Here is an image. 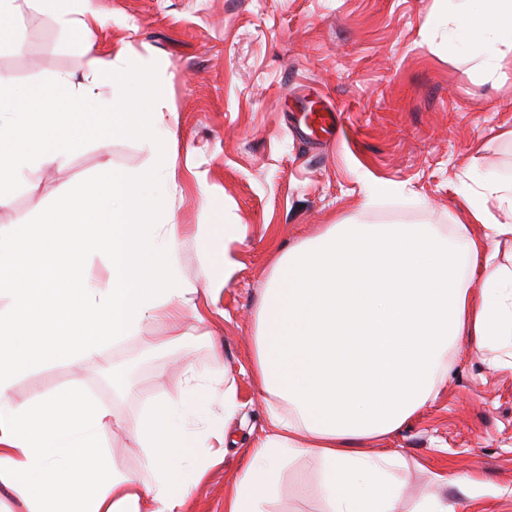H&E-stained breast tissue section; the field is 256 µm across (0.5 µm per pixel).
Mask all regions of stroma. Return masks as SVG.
I'll use <instances>...</instances> for the list:
<instances>
[{
	"label": "stroma",
	"instance_id": "obj_1",
	"mask_svg": "<svg viewBox=\"0 0 512 512\" xmlns=\"http://www.w3.org/2000/svg\"><path fill=\"white\" fill-rule=\"evenodd\" d=\"M106 18L100 52L131 47L164 88L178 114L169 151L175 185L164 210L181 241L184 280L198 282L217 197L237 225L228 248L231 285L198 292L204 322L148 324L139 336L93 358H73L20 375L19 400L80 387L122 419H139L147 403L180 400L188 377L209 384L204 418L223 417L225 378L242 409L227 422L234 443L221 464L193 488L187 512H224V492L243 460L269 430V402L253 379L260 296L276 255L324 224H432L453 230L458 205L479 177L512 176V62L494 73L448 50V25L435 0H95ZM122 18L127 28L115 26ZM19 31L0 42V73L21 84L59 74L81 77L89 58L54 17L21 4ZM334 111L332 137L307 136L302 114ZM148 154L141 138H85L65 165L29 173L0 209V231L35 230L43 210L104 169L137 168ZM181 336L179 345L145 350L147 338ZM448 376L436 398L399 432L370 444L373 453L404 458L401 512L436 490L432 474L479 473L495 496L460 512H512V368L494 367L460 339L447 356ZM122 371L129 388L115 386ZM116 467L151 482L147 452L128 431H108ZM321 462L299 457L262 512H327L319 489Z\"/></svg>",
	"mask_w": 512,
	"mask_h": 512
}]
</instances>
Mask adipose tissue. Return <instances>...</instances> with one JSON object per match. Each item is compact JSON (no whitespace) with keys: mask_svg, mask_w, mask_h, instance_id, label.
Here are the masks:
<instances>
[{"mask_svg":"<svg viewBox=\"0 0 512 512\" xmlns=\"http://www.w3.org/2000/svg\"><path fill=\"white\" fill-rule=\"evenodd\" d=\"M32 2L80 38L89 70L79 80L59 75L38 86L0 74V207L28 173L65 164L84 135L126 133L143 109L151 132L142 145L151 163L105 171L77 188L40 215L37 234H0V483L28 512H185L192 488L230 444L219 425L188 435L193 400L164 405L162 426L181 441L171 458L161 457L142 422L130 424L148 451L154 479L145 483L117 470L106 449L105 432L121 419L80 389L23 401L11 394L28 370L94 357L146 323L205 318L195 286L181 278L175 228H150L151 251L167 259L165 286L135 274L144 256L134 219L146 200L168 193L160 174L173 166L176 113L161 111L159 86L144 88L142 58L95 51L94 31L104 20L94 0ZM436 2L454 42L471 49L478 67L491 72L512 58V0ZM101 82L109 84L108 96L94 95ZM460 211L464 223L451 236L431 224H329L276 257L258 307L254 374L288 412L271 413L272 430L226 492L224 512H261L281 464L305 455L323 463L328 512H399L394 459L368 453L365 443L394 434L432 399L456 338L506 349L512 358V264L498 261L501 243L512 242V180H485L463 196ZM206 230L201 277L214 294L229 287L233 272L224 246L233 227L220 206L212 207ZM80 250L111 259V287L99 286L79 262ZM49 319L67 326L62 339L39 334ZM184 454L201 459L193 473L180 463ZM434 481L438 493L414 512H457L488 489L483 479L443 471Z\"/></svg>","mask_w":512,"mask_h":512,"instance_id":"adipose-tissue-1","label":"adipose tissue"}]
</instances>
